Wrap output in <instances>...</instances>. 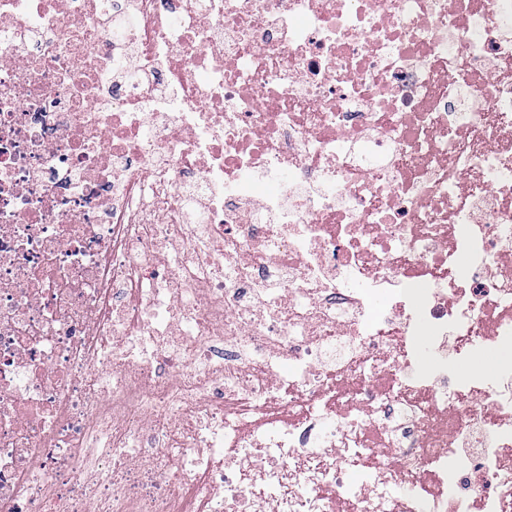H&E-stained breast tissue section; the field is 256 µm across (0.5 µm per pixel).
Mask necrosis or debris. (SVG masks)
Listing matches in <instances>:
<instances>
[{
    "instance_id": "4bbe7bcc",
    "label": "necrosis or debris",
    "mask_w": 512,
    "mask_h": 512,
    "mask_svg": "<svg viewBox=\"0 0 512 512\" xmlns=\"http://www.w3.org/2000/svg\"><path fill=\"white\" fill-rule=\"evenodd\" d=\"M489 349L512 0H0V512H512Z\"/></svg>"
}]
</instances>
